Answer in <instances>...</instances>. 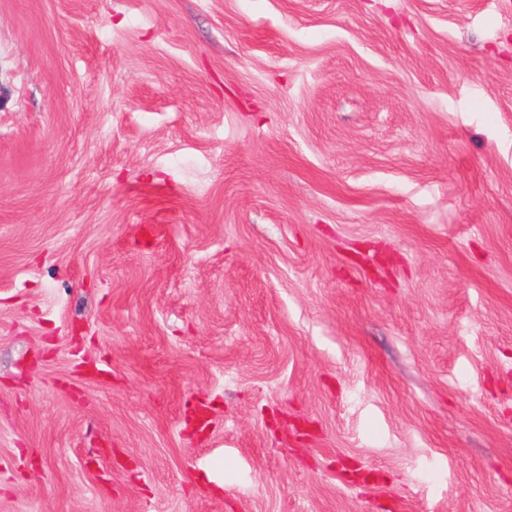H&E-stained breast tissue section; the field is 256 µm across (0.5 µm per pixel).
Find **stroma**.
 <instances>
[{
	"label": "stroma",
	"mask_w": 512,
	"mask_h": 512,
	"mask_svg": "<svg viewBox=\"0 0 512 512\" xmlns=\"http://www.w3.org/2000/svg\"><path fill=\"white\" fill-rule=\"evenodd\" d=\"M0 512H512V0H0Z\"/></svg>",
	"instance_id": "35a3bbf8"
}]
</instances>
